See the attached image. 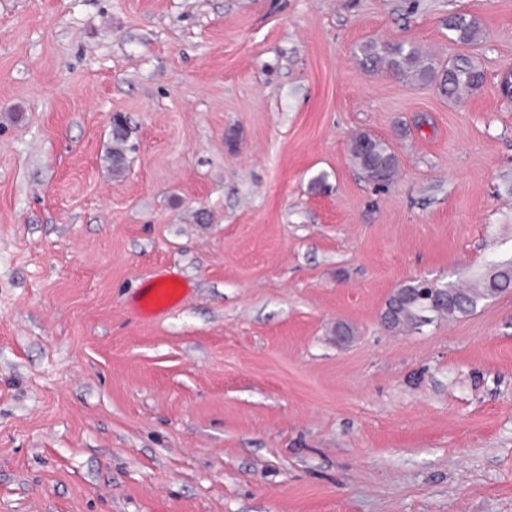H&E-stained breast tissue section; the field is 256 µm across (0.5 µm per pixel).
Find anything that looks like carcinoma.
<instances>
[{"label": "carcinoma", "mask_w": 512, "mask_h": 512, "mask_svg": "<svg viewBox=\"0 0 512 512\" xmlns=\"http://www.w3.org/2000/svg\"><path fill=\"white\" fill-rule=\"evenodd\" d=\"M450 40L461 46H470L480 38L477 21L463 14L448 17ZM354 55L359 64L369 71H387L410 82L433 85L445 97L460 102L484 86L485 73L471 57L458 54L443 62L433 55L422 52L405 42L367 41L357 46ZM350 156L363 176L377 185H388L397 168L395 154L382 140L367 133H357L350 139ZM112 172L120 176L127 167L126 134H112L110 150ZM503 268L497 276L487 275L469 288H453L448 291V302L436 310L442 317L454 318L472 312L482 300L496 296L512 285V264L493 266ZM420 282L401 286L398 305L389 321L392 329H408L413 326L419 309L426 305Z\"/></svg>", "instance_id": "obj_1"}]
</instances>
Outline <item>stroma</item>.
Masks as SVG:
<instances>
[{
  "instance_id": "1",
  "label": "stroma",
  "mask_w": 512,
  "mask_h": 512,
  "mask_svg": "<svg viewBox=\"0 0 512 512\" xmlns=\"http://www.w3.org/2000/svg\"><path fill=\"white\" fill-rule=\"evenodd\" d=\"M369 40L485 85L365 71ZM510 68L512 0H0V512H512V287L381 321L512 262ZM448 32L450 33V40L461 46L475 44L481 35L477 21L463 14L448 17ZM354 55L366 70H386L403 81L434 85L443 96L455 102L481 89L486 78L470 56L458 54L442 62L405 42L367 41L357 46ZM126 141V134L124 132H112L110 160L112 163V172L117 176L125 172L128 164ZM350 156L363 176L377 185H388L397 168L395 154L382 140L367 133H357L350 139ZM498 268H503V272L499 273L496 278L492 276V272ZM427 281L429 288H426L429 294V306L424 308V313L420 315L418 328L428 325L432 321V317L426 313L433 308V302L441 300L448 301L436 310V314L441 317L454 318L457 315H464L472 312L482 300H487L496 296L499 292L508 288L512 284V264L494 265L489 275L484 276L469 288L460 289L453 288L447 291V288L440 287L434 281ZM449 296V297H448ZM172 293V288H170L166 283H161L151 297H147L145 294L143 295L141 305L140 307H137V312L141 316H146L152 315V313L148 314V312L154 311L156 308L161 309V311L170 309L172 305L169 304V301ZM420 288H423L421 282L405 284L399 288L401 291L397 300L398 305L389 321V328H412L419 309L428 303V301L423 299V291H421Z\"/></svg>"
}]
</instances>
